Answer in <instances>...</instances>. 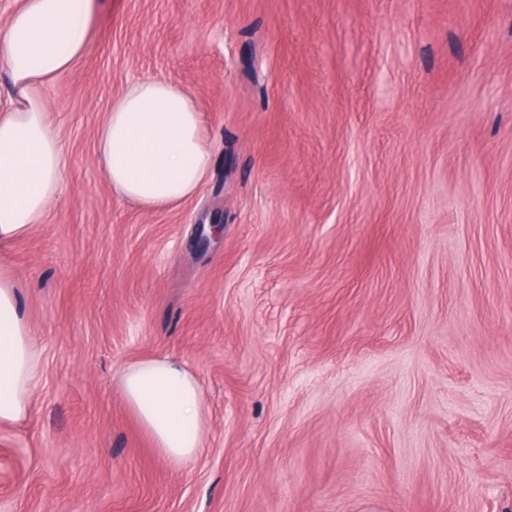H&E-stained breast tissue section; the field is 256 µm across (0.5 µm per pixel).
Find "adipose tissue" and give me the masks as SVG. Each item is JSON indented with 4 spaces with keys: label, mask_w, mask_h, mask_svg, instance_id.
<instances>
[{
    "label": "adipose tissue",
    "mask_w": 512,
    "mask_h": 512,
    "mask_svg": "<svg viewBox=\"0 0 512 512\" xmlns=\"http://www.w3.org/2000/svg\"><path fill=\"white\" fill-rule=\"evenodd\" d=\"M98 10L99 0H19L0 25V55L11 82L0 96V247L41 224L62 189L66 157L42 89L84 56ZM96 155L112 188L148 209L189 198L210 168L192 97L161 79L138 82L113 100ZM39 367L40 351L15 278L0 268V422L27 418ZM120 386L164 460L183 465L198 456L203 399L184 365L166 358L137 361L124 369Z\"/></svg>",
    "instance_id": "obj_1"
}]
</instances>
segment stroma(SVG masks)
<instances>
[{"label": "stroma", "mask_w": 512, "mask_h": 512, "mask_svg": "<svg viewBox=\"0 0 512 512\" xmlns=\"http://www.w3.org/2000/svg\"><path fill=\"white\" fill-rule=\"evenodd\" d=\"M148 78L211 156L162 209L95 160ZM43 93L66 167L0 249L41 350L0 512H512V0H102ZM152 358L201 387L185 465L118 388Z\"/></svg>", "instance_id": "35a3bbf8"}]
</instances>
